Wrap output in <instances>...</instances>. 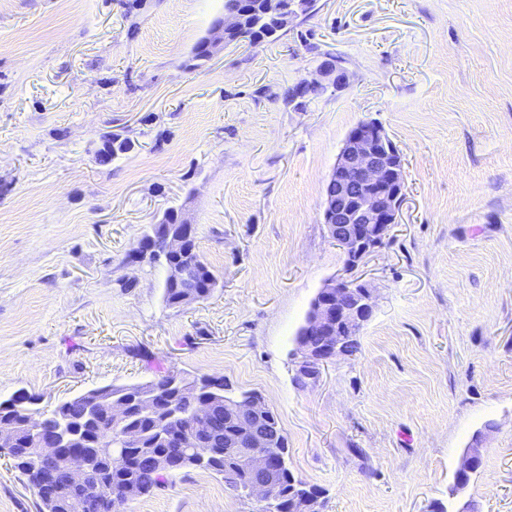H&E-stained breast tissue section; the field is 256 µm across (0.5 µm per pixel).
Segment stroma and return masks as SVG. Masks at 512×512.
<instances>
[{"label": "stroma", "instance_id": "stroma-1", "mask_svg": "<svg viewBox=\"0 0 512 512\" xmlns=\"http://www.w3.org/2000/svg\"><path fill=\"white\" fill-rule=\"evenodd\" d=\"M224 0H0V400L51 406L154 366L259 392L321 512H512V0H316L279 39L189 60ZM350 76L285 103L326 59ZM400 152L404 201L355 270L323 222L358 123ZM132 149L108 162L103 137ZM185 208L218 284L180 307L136 259ZM374 293L360 348L296 379L334 279ZM482 465L451 495L473 439ZM0 457V512H39ZM177 472L124 512H255Z\"/></svg>", "mask_w": 512, "mask_h": 512}]
</instances>
